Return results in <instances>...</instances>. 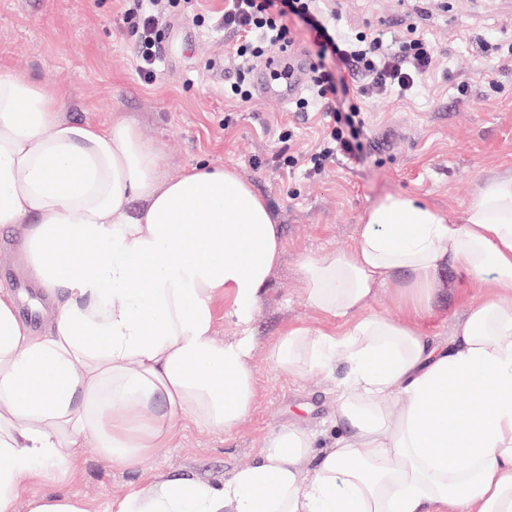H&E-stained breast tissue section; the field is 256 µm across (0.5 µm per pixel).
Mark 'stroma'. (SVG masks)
I'll return each instance as SVG.
<instances>
[{
    "mask_svg": "<svg viewBox=\"0 0 512 512\" xmlns=\"http://www.w3.org/2000/svg\"><path fill=\"white\" fill-rule=\"evenodd\" d=\"M335 8L344 28L396 40L417 26L439 55L416 92L364 101L369 140L360 164L339 157L314 173L289 167L288 159L315 151L325 108L304 116L257 93L246 101L225 97L224 85L238 68L234 38L192 22L185 0L163 18L166 56L151 85L137 74L135 38L122 20L121 0H0L1 70L60 90L73 120L107 124L113 113H123L145 141L160 147L167 177L200 162L234 169L285 235L281 263L254 316L255 399L242 421L229 431L172 428L136 468L86 446L77 469L54 484L31 479L14 512H25L27 499L46 490L105 512L160 473L221 483L254 464L265 437L283 426L314 432L322 445L343 433L336 376L292 375L272 356L291 329L341 328L308 305L297 265L307 255L350 251L366 211L385 196H416L457 218L485 175L512 167V0H335ZM485 55L499 60L490 81L479 75ZM446 277L453 286L439 293L424 324L437 343L449 341L469 301L485 297L492 285L452 269Z\"/></svg>",
    "mask_w": 512,
    "mask_h": 512,
    "instance_id": "stroma-1",
    "label": "stroma"
}]
</instances>
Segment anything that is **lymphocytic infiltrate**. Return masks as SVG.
Returning <instances> with one entry per match:
<instances>
[{
    "instance_id": "f902f5d3",
    "label": "lymphocytic infiltrate",
    "mask_w": 512,
    "mask_h": 512,
    "mask_svg": "<svg viewBox=\"0 0 512 512\" xmlns=\"http://www.w3.org/2000/svg\"><path fill=\"white\" fill-rule=\"evenodd\" d=\"M123 2V19L136 33L139 76L144 82H154L158 77L160 7L174 8L181 0ZM290 16L310 35L319 58L310 65L307 91L293 99V109L305 112L320 104L330 114L321 148L310 161L317 170L339 154L357 162L366 135L359 99L418 88L434 66L437 46L417 32L393 49L381 37L342 31L336 25L335 12L325 7L324 0H224L216 23L235 36L236 57L257 66L268 61L273 51L294 49L296 35L286 22Z\"/></svg>"
}]
</instances>
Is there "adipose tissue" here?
<instances>
[{"label": "adipose tissue", "mask_w": 512, "mask_h": 512, "mask_svg": "<svg viewBox=\"0 0 512 512\" xmlns=\"http://www.w3.org/2000/svg\"><path fill=\"white\" fill-rule=\"evenodd\" d=\"M2 227L63 299L36 336L0 289V512L85 444L134 468L176 423L228 431L248 413L254 312L284 236L233 170L165 177L124 115L67 119L58 91L1 71ZM451 266L494 288L440 346L420 322ZM297 274L310 307L348 327L292 330L272 355L296 375L343 365L345 435L318 452L312 433L281 427L223 483L160 477L117 512H512V169L485 177L458 219L386 196L351 251L304 256ZM382 288L406 321L367 314ZM220 294L240 331L230 340L215 333ZM395 395L392 418L382 403Z\"/></svg>", "instance_id": "1"}]
</instances>
